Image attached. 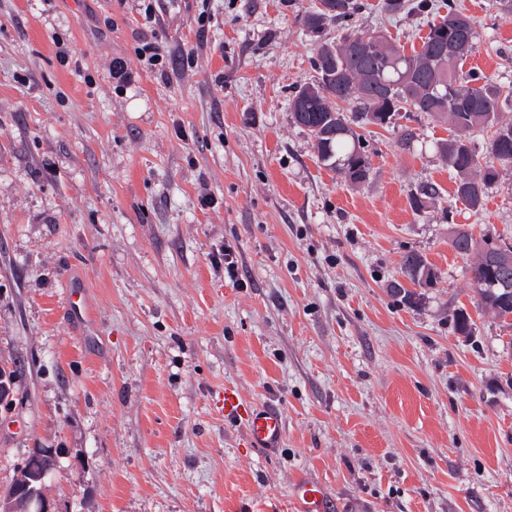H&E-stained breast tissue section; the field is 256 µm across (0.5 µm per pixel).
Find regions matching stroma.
<instances>
[{"label":"stroma","instance_id":"1","mask_svg":"<svg viewBox=\"0 0 512 512\" xmlns=\"http://www.w3.org/2000/svg\"><path fill=\"white\" fill-rule=\"evenodd\" d=\"M312 2L0 0V487L46 448L52 512H291L301 477L332 512H512V316L448 244L512 243V169L468 210L449 126L421 112L365 125L360 185L325 166L291 112L342 32H306ZM365 2L357 29L408 51L458 6L466 68L512 86V13L490 0ZM146 41L197 57L165 74ZM424 182L441 196L419 214ZM411 252L429 285L402 274ZM228 387L279 409L275 454L225 418Z\"/></svg>","mask_w":512,"mask_h":512}]
</instances>
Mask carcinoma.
I'll list each match as a JSON object with an SVG mask.
<instances>
[{"label": "carcinoma", "mask_w": 512, "mask_h": 512, "mask_svg": "<svg viewBox=\"0 0 512 512\" xmlns=\"http://www.w3.org/2000/svg\"><path fill=\"white\" fill-rule=\"evenodd\" d=\"M324 2L317 0L301 15L300 23L317 34L334 21L345 27L346 34L331 46H318L316 76L293 96L294 120L315 138L320 161L349 183H361L370 174L371 162L354 127H384L402 112H424L448 120L452 127L453 135L437 149L455 174L456 200L479 210L500 172L512 168V118L501 112L503 104L512 102V89L490 75L463 70L462 62L478 39L471 17L448 5V14L429 26L420 48L408 55L391 43L376 50L371 46L375 35L356 29L354 18L363 7L360 0H341L340 10L333 14L323 12ZM330 72L335 77L323 79ZM476 128L491 131L485 159L470 141ZM439 196L436 185L422 184L410 195L411 208L421 213L428 201ZM450 245L461 255L480 249L478 240L465 230L455 231ZM501 247L504 253L495 264L475 261L471 285L485 308L505 317L512 314V292L506 293L500 283L512 282V244L504 241ZM402 270L420 285L423 273L431 268L422 256L411 253L404 258Z\"/></svg>", "instance_id": "carcinoma-1"}]
</instances>
